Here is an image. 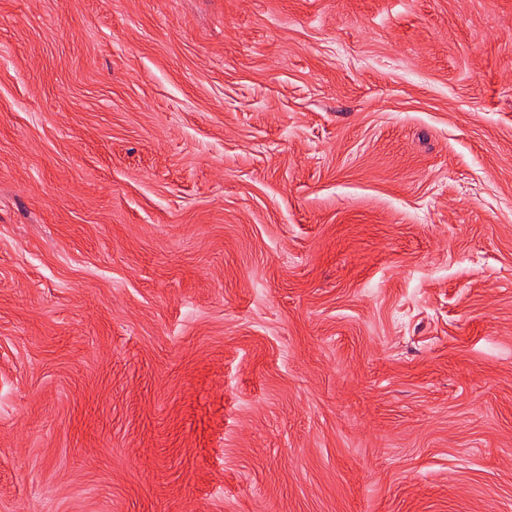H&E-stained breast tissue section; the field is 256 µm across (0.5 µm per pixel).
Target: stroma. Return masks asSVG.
Returning <instances> with one entry per match:
<instances>
[{
  "label": "stroma",
  "instance_id": "stroma-1",
  "mask_svg": "<svg viewBox=\"0 0 512 512\" xmlns=\"http://www.w3.org/2000/svg\"><path fill=\"white\" fill-rule=\"evenodd\" d=\"M0 512H512V0H0Z\"/></svg>",
  "mask_w": 512,
  "mask_h": 512
}]
</instances>
